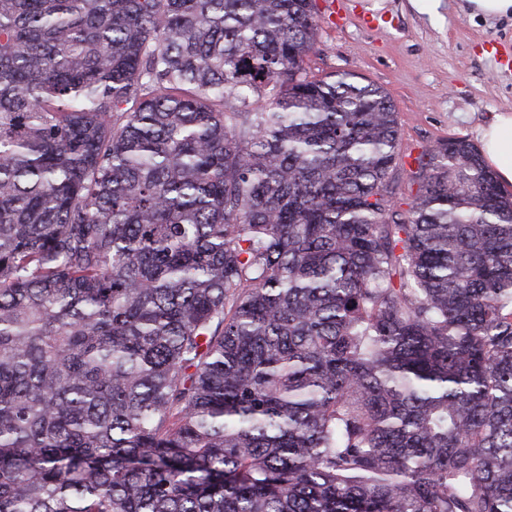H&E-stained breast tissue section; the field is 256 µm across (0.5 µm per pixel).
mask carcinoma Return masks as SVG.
<instances>
[{"label":"carcinoma","instance_id":"cac0c4a2","mask_svg":"<svg viewBox=\"0 0 512 512\" xmlns=\"http://www.w3.org/2000/svg\"><path fill=\"white\" fill-rule=\"evenodd\" d=\"M317 12L0 0V512H512V196Z\"/></svg>","mask_w":512,"mask_h":512}]
</instances>
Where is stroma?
<instances>
[{
    "instance_id": "obj_1",
    "label": "stroma",
    "mask_w": 512,
    "mask_h": 512,
    "mask_svg": "<svg viewBox=\"0 0 512 512\" xmlns=\"http://www.w3.org/2000/svg\"><path fill=\"white\" fill-rule=\"evenodd\" d=\"M319 75L350 72L385 89L399 114L401 155L437 140H476L512 110V18L486 20L441 0L435 13L410 0H317Z\"/></svg>"
}]
</instances>
